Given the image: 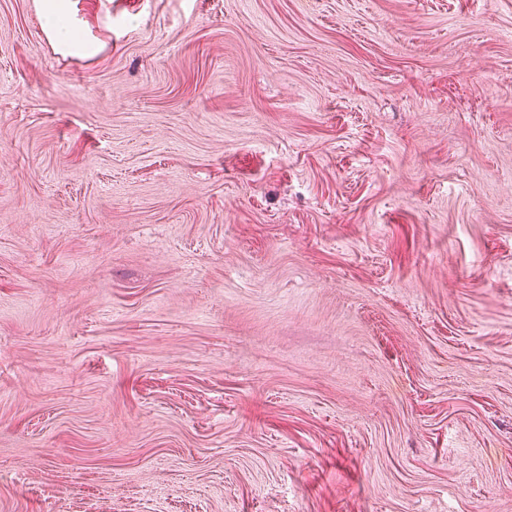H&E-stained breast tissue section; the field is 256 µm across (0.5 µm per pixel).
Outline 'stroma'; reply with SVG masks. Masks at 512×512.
<instances>
[{
  "label": "stroma",
  "mask_w": 512,
  "mask_h": 512,
  "mask_svg": "<svg viewBox=\"0 0 512 512\" xmlns=\"http://www.w3.org/2000/svg\"><path fill=\"white\" fill-rule=\"evenodd\" d=\"M0 0V512H512V0ZM64 0H41L38 14L42 26L55 42L63 47L78 52L93 54L95 51L81 39H72L75 31L68 22L66 4Z\"/></svg>",
  "instance_id": "stroma-1"
}]
</instances>
